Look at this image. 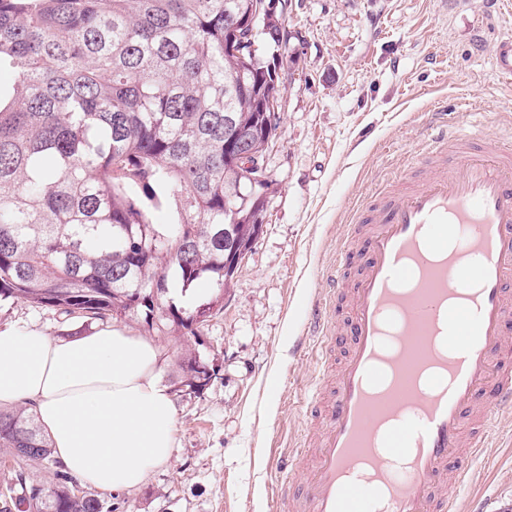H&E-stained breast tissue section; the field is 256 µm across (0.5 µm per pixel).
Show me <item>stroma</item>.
I'll list each match as a JSON object with an SVG mask.
<instances>
[{
  "instance_id": "35a3bbf8",
  "label": "stroma",
  "mask_w": 512,
  "mask_h": 512,
  "mask_svg": "<svg viewBox=\"0 0 512 512\" xmlns=\"http://www.w3.org/2000/svg\"><path fill=\"white\" fill-rule=\"evenodd\" d=\"M510 33L512 0H288L262 231L203 346L155 336L176 408L171 460L135 491L101 492L103 512H289L271 499L262 451H287L305 426L301 399L318 375L296 352L308 308L370 184L425 141L434 102L488 148L512 134V88L491 62ZM15 325L66 336L82 322L1 303L0 329ZM190 349L215 374L188 394ZM499 427L460 493L466 512H512V413Z\"/></svg>"
}]
</instances>
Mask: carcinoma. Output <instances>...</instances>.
I'll use <instances>...</instances> for the list:
<instances>
[{
	"label": "carcinoma",
	"instance_id": "1",
	"mask_svg": "<svg viewBox=\"0 0 512 512\" xmlns=\"http://www.w3.org/2000/svg\"><path fill=\"white\" fill-rule=\"evenodd\" d=\"M256 0H0V301L90 325L135 316L146 333L200 335L224 311L239 249L251 250L268 186L253 189L224 157L249 135L264 156L281 116L280 15L244 46L224 49V22ZM210 282L187 310L167 298ZM207 364L183 357L181 385L204 388ZM0 453L20 465L53 461L23 408L0 411ZM0 512H102L65 474L26 484Z\"/></svg>",
	"mask_w": 512,
	"mask_h": 512
}]
</instances>
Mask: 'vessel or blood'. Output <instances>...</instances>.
Wrapping results in <instances>:
<instances>
[{
    "mask_svg": "<svg viewBox=\"0 0 512 512\" xmlns=\"http://www.w3.org/2000/svg\"><path fill=\"white\" fill-rule=\"evenodd\" d=\"M494 67L512 86V35ZM311 305L308 353L331 387L267 480L290 512H461L458 492L512 410V143L447 112L357 213Z\"/></svg>",
    "mask_w": 512,
    "mask_h": 512,
    "instance_id": "vessel-or-blood-1",
    "label": "vessel or blood"
}]
</instances>
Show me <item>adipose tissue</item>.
I'll use <instances>...</instances> for the list:
<instances>
[{
	"label": "adipose tissue",
	"mask_w": 512,
	"mask_h": 512,
	"mask_svg": "<svg viewBox=\"0 0 512 512\" xmlns=\"http://www.w3.org/2000/svg\"><path fill=\"white\" fill-rule=\"evenodd\" d=\"M161 351L119 327L52 336L0 330V408H29L57 459L89 487L137 489L167 464L175 411Z\"/></svg>",
	"instance_id": "ef3b65f1"
}]
</instances>
